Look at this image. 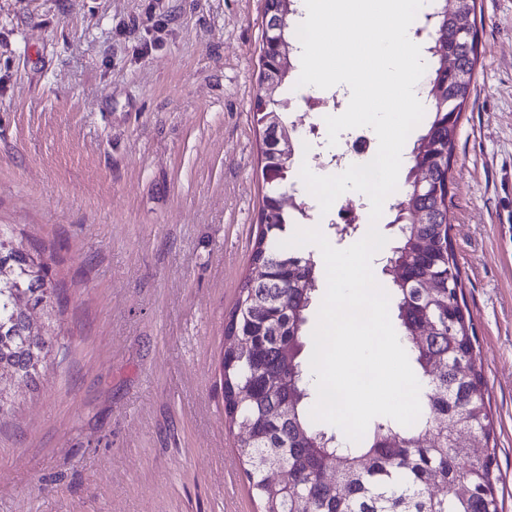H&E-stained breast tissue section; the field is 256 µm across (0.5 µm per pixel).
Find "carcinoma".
Instances as JSON below:
<instances>
[{
  "label": "carcinoma",
  "instance_id": "obj_1",
  "mask_svg": "<svg viewBox=\"0 0 512 512\" xmlns=\"http://www.w3.org/2000/svg\"><path fill=\"white\" fill-rule=\"evenodd\" d=\"M477 0H434L423 16L422 28L429 41L423 52L427 72L425 130L411 152L404 189L393 207L397 213V245L391 251L400 278H391V297L401 321L406 352L418 376L427 384L425 403L418 420L405 427L380 419L355 443L319 429L310 417L311 390L304 350H313L307 334L308 312L318 288L316 261L294 248L279 247L286 226L305 209L293 214L279 211L280 195L292 190L291 166L277 163L272 149H262V175L269 190L263 197L261 220L267 221L257 238L252 263L267 266L262 279L246 278L239 289L236 308L226 327L221 361L224 411L230 421L250 420L255 434L239 444V455L259 512H499L494 490L493 461L496 448L475 467L476 478L459 469L457 450L433 447L427 431L442 420L470 418L485 444L492 439V425L482 392V375L474 353L470 315L459 301L462 279L449 239L451 199L436 202L417 196L412 174L439 152L443 166L432 172L443 181L449 175L462 113L471 94V81L455 84L454 75L436 52L446 34H460L448 42L460 59L467 60L469 74L478 62ZM288 69L281 72L278 87L291 83L297 68L298 46L290 33ZM425 211L426 220L414 223L412 211ZM9 286L0 288V368L34 382L41 369L35 359H46V341L28 332L27 317L16 313L15 302L23 295L31 308L52 307L56 288L42 253L25 247L9 224L0 225V269ZM429 277L435 287L415 288ZM410 287H401V282ZM433 322L420 343L412 341L420 319ZM444 362L448 368L433 376L428 364ZM281 458L295 484L283 490L266 482L261 460Z\"/></svg>",
  "mask_w": 512,
  "mask_h": 512
}]
</instances>
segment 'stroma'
Segmentation results:
<instances>
[{
  "instance_id": "obj_1",
  "label": "stroma",
  "mask_w": 512,
  "mask_h": 512,
  "mask_svg": "<svg viewBox=\"0 0 512 512\" xmlns=\"http://www.w3.org/2000/svg\"><path fill=\"white\" fill-rule=\"evenodd\" d=\"M450 238L512 512V0H477ZM264 0H0V224L52 268L38 389L10 379L0 512H258L224 413L261 231Z\"/></svg>"
}]
</instances>
